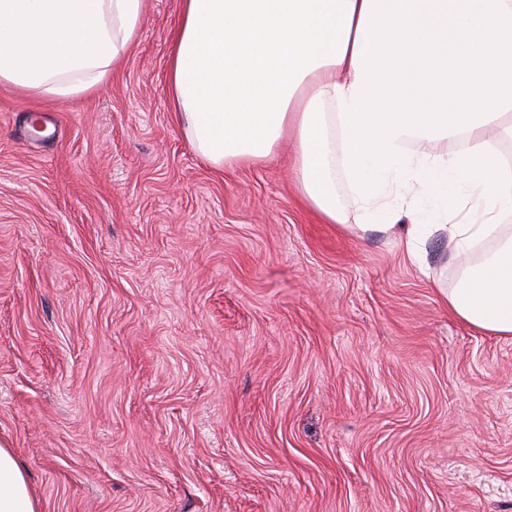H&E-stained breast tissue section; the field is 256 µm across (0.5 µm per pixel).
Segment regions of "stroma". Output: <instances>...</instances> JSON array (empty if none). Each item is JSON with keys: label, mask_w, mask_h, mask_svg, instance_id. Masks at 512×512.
Instances as JSON below:
<instances>
[{"label": "stroma", "mask_w": 512, "mask_h": 512, "mask_svg": "<svg viewBox=\"0 0 512 512\" xmlns=\"http://www.w3.org/2000/svg\"><path fill=\"white\" fill-rule=\"evenodd\" d=\"M182 0L93 92L0 84V445L39 512H512V337L442 239L326 223L291 141L212 167L172 113Z\"/></svg>", "instance_id": "35a3bbf8"}]
</instances>
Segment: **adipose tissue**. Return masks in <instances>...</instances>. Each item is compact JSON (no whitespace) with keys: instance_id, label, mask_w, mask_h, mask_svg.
<instances>
[{"instance_id":"1","label":"adipose tissue","mask_w":512,"mask_h":512,"mask_svg":"<svg viewBox=\"0 0 512 512\" xmlns=\"http://www.w3.org/2000/svg\"><path fill=\"white\" fill-rule=\"evenodd\" d=\"M363 0H183L173 35L174 117L191 146L221 168L270 159L293 135L294 168L307 202L325 221L336 209L340 133L336 88L356 77L353 46ZM144 0H0V82L68 98L102 84L137 42ZM463 148L413 155L406 180L390 173L370 202L381 224L358 234L403 230V244L425 263L429 238H443L460 264L445 299L460 320L512 336V170L501 143L512 140V111L461 133ZM437 202L418 216L420 197ZM409 224H401L402 216ZM479 262H471L473 251ZM0 512H37L14 453L0 445Z\"/></svg>"}]
</instances>
